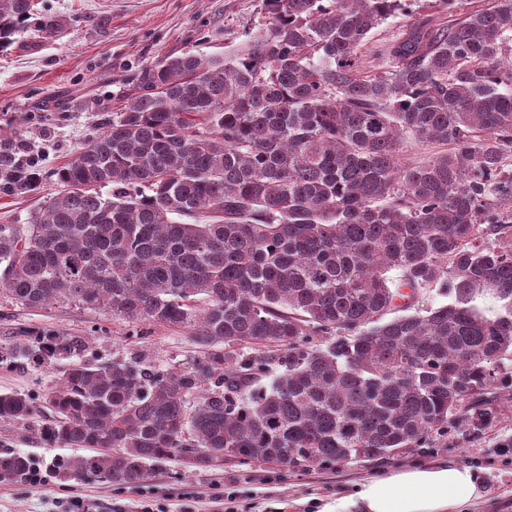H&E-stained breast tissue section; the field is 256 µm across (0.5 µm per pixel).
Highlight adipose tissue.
<instances>
[{"label": "adipose tissue", "instance_id": "obj_1", "mask_svg": "<svg viewBox=\"0 0 512 512\" xmlns=\"http://www.w3.org/2000/svg\"><path fill=\"white\" fill-rule=\"evenodd\" d=\"M482 496L472 468L443 461L364 479L322 512H467Z\"/></svg>", "mask_w": 512, "mask_h": 512}]
</instances>
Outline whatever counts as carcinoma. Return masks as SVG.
<instances>
[{
    "label": "carcinoma",
    "instance_id": "carcinoma-1",
    "mask_svg": "<svg viewBox=\"0 0 512 512\" xmlns=\"http://www.w3.org/2000/svg\"><path fill=\"white\" fill-rule=\"evenodd\" d=\"M408 7L261 0L244 52L144 68L50 173L23 130L0 131L1 195L62 186L28 223L0 224V304L102 309L200 348L93 364L83 336L13 328L36 349L0 361L67 363L39 405L0 393V420L38 417L46 444L90 451L62 474L135 486L169 461L371 463L494 419L512 389V0L409 26L363 73L371 32ZM63 27L35 0H0L1 53ZM408 135L454 150L407 165ZM429 287L448 303L421 314ZM29 470L0 452V479Z\"/></svg>",
    "mask_w": 512,
    "mask_h": 512
}]
</instances>
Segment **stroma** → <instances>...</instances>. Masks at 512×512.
Instances as JSON below:
<instances>
[{
    "label": "stroma",
    "instance_id": "obj_1",
    "mask_svg": "<svg viewBox=\"0 0 512 512\" xmlns=\"http://www.w3.org/2000/svg\"><path fill=\"white\" fill-rule=\"evenodd\" d=\"M48 13L66 23L61 37L19 36L0 53V128L18 127L37 139L45 169L71 160L102 127L124 86L139 71L185 52L229 57L243 51L262 21L260 0H41ZM440 0H414L407 15L388 19L373 30L364 57L394 39L407 24L446 21ZM59 187L45 180L24 197L0 196V224L27 223L32 213L55 197ZM48 326L87 338L86 357L108 361L142 353L156 362L183 363L197 347L179 330L154 329L132 336L127 325L101 311L71 305L47 309L0 310V344L13 324ZM50 369L27 363H0V393L42 394L55 378ZM30 456L41 481H0V512H65L79 500L89 512H215V494L231 512H318L320 505L350 493L359 481L414 463L452 459L479 469L482 499L470 512H512V389L495 405V418L477 430L466 422L449 426L445 437L427 448H406L381 463H352L295 472L283 466H239L192 472L177 462L151 469L140 485L130 486L89 475L66 479L55 470L70 448H52L19 425L0 421V449Z\"/></svg>",
    "mask_w": 512,
    "mask_h": 512
}]
</instances>
